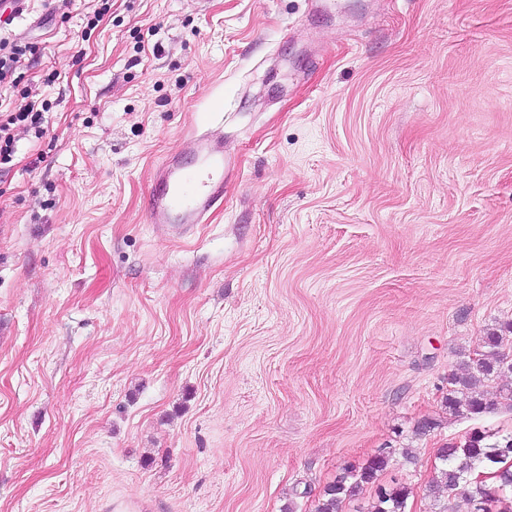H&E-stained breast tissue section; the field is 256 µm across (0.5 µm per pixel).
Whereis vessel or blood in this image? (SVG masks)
<instances>
[{"label":"vessel or blood","instance_id":"vessel-or-blood-1","mask_svg":"<svg viewBox=\"0 0 512 512\" xmlns=\"http://www.w3.org/2000/svg\"><path fill=\"white\" fill-rule=\"evenodd\" d=\"M191 163L171 157L158 168L149 186L148 220L190 233L203 223L214 204L224 197V147L196 136Z\"/></svg>","mask_w":512,"mask_h":512}]
</instances>
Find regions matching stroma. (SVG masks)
<instances>
[{"instance_id":"obj_1","label":"stroma","mask_w":512,"mask_h":512,"mask_svg":"<svg viewBox=\"0 0 512 512\" xmlns=\"http://www.w3.org/2000/svg\"><path fill=\"white\" fill-rule=\"evenodd\" d=\"M4 34L0 103L50 112L0 166V512H314L384 448L407 512H471L426 487L512 431L443 406L512 322V0H29ZM217 103L236 167L175 236L148 185ZM9 39L1 36L0 39V50H5L9 46V51L7 54L0 55V91L2 89L1 84L5 83L4 81L7 79L8 74L12 71L14 64L18 63L22 56L29 50V46L22 47L18 45L17 42H10ZM2 43V49H1Z\"/></svg>"}]
</instances>
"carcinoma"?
Listing matches in <instances>:
<instances>
[{"mask_svg":"<svg viewBox=\"0 0 512 512\" xmlns=\"http://www.w3.org/2000/svg\"><path fill=\"white\" fill-rule=\"evenodd\" d=\"M512 374V323L505 329L490 328L484 336V351L465 362L464 371L448 375V395L445 410L458 413L460 409L470 415L491 413L497 409L498 399L485 394L481 387L486 382L505 374ZM441 467L432 479V492L441 489L452 494L460 488L467 490L474 512H489L484 503L498 508V512H512V500L504 492L512 491V433L501 437L494 433L474 431L463 442L440 449ZM388 465V453L382 452L361 466L348 465L342 473L328 483L317 499L315 512H343L345 501L378 480ZM481 473L493 475L495 492L489 483L477 480ZM409 487L395 484L379 486L370 512H406Z\"/></svg>","mask_w":512,"mask_h":512,"instance_id":"1","label":"carcinoma"}]
</instances>
